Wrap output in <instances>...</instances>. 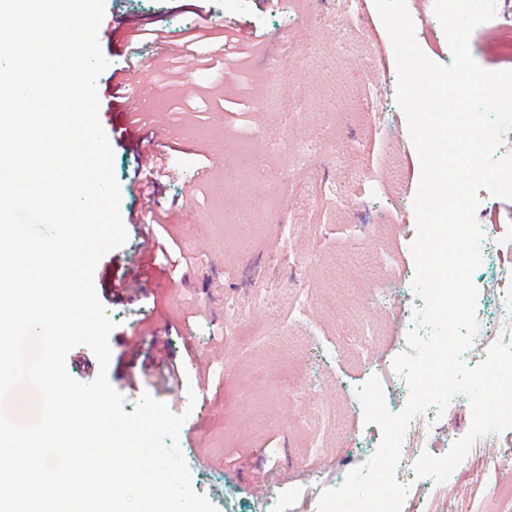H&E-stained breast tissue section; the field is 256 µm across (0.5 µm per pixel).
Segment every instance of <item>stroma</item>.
Instances as JSON below:
<instances>
[{
  "mask_svg": "<svg viewBox=\"0 0 512 512\" xmlns=\"http://www.w3.org/2000/svg\"><path fill=\"white\" fill-rule=\"evenodd\" d=\"M415 38L434 62L451 51L433 9L409 0ZM125 14L166 32L158 51L139 45L147 68L143 106L174 128L171 139L121 136L113 71L125 66ZM234 16L256 44L242 77L226 79L211 44H188L198 15ZM512 0L470 37L474 60L512 70L492 36ZM106 68L96 80L99 120L112 147L120 213L143 204L144 159L155 156L159 200L186 263L182 279L145 278L132 299L114 300L111 258L140 259L139 237L101 257L96 295L114 328L108 380L133 412L142 394L186 414L177 445L193 489L216 512H318L310 492L336 486L381 442L365 423L358 390L378 377L390 412L409 393L393 360L407 351L423 301L413 287L414 198L421 166L408 121L396 103L391 38L374 0H104L98 32ZM400 160L391 179L389 155ZM476 221L498 231L512 254V200L484 193ZM177 366L179 384L158 388L159 369ZM205 407H190L189 390ZM471 407L454 394L424 435L440 457L470 429ZM408 489L401 512H505L476 474L458 465L446 481L397 466Z\"/></svg>",
  "mask_w": 512,
  "mask_h": 512,
  "instance_id": "obj_1",
  "label": "stroma"
}]
</instances>
